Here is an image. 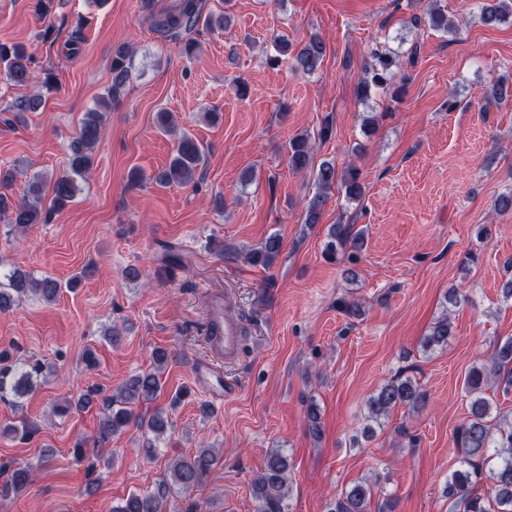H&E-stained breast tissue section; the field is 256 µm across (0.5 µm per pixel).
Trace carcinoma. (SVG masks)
I'll use <instances>...</instances> for the list:
<instances>
[{
    "mask_svg": "<svg viewBox=\"0 0 512 512\" xmlns=\"http://www.w3.org/2000/svg\"><path fill=\"white\" fill-rule=\"evenodd\" d=\"M159 0H141L142 9L151 18L155 32L165 39L181 44L184 55L191 57L195 51V41L191 32L204 23L208 27H224V17L203 14L204 0H171L166 6H158ZM430 25L436 29L456 34L459 26L448 21V16L439 10L428 13ZM512 20V0H484L479 9V21L488 28H496ZM276 48L282 56L290 57L291 67L303 73L314 72L323 60L325 43L319 36L311 37L301 48L290 51L287 40L277 39ZM367 76L360 83L358 93L369 95L371 88L385 90L394 87L398 70L399 55L394 52L373 50ZM32 57L25 46L0 44V75L7 81L22 86L34 78L31 70ZM130 53L124 47L113 51L111 71L112 84L107 98L99 104L111 102L117 105L120 93L129 78ZM106 115L96 108L85 114L79 131L71 143L69 171L52 182L51 206L40 205L42 181L34 178L28 189L29 199L18 203L6 194L12 182V173H0V216L14 230L27 229L34 224H48L54 214L62 211L76 197L78 180L93 165V154L101 142V134ZM313 146L307 133L292 137L288 144V162L295 171L312 167ZM206 155L201 145L190 135L182 134L168 167L156 175L155 181L161 186L173 183L185 185L192 182L198 169L204 167ZM316 191L304 208L305 224L319 223L324 205L333 190H343L346 199L357 200L363 195L364 182L360 171L353 166L341 170L329 161L322 162L315 172ZM364 245L363 230L354 224H335L329 230V241L324 253L332 260L347 255L353 260ZM282 250L279 234L269 235L257 248L247 251L245 261L252 266L271 268ZM81 281L75 276L68 283L44 276L36 278L28 272L12 270L0 280V312L17 306L29 295H37L52 303L58 298L62 287L72 289ZM454 336V324L443 312L434 320L426 336L419 343L425 353L448 345ZM153 367L133 377L117 392L100 395L97 391H87L79 395L77 406L87 407L99 402L100 414L94 443L106 444L112 436L125 428L135 425L146 435L144 452L152 456L157 442L173 425L167 413L156 411L140 420L133 415L132 407L154 401L161 390L159 371L168 363V352L157 349L153 352ZM44 364L40 361L24 359L10 360V354L0 353V401L8 402L33 389V380L43 374ZM504 390L512 387V337L496 343L490 367L472 366L464 379V390L468 398V413L465 420L455 429L453 443L461 455V469L455 471L445 486L448 499L456 507V512H512V419L501 414L500 409L487 396L493 386ZM424 398L412 379L397 377L387 381L366 401L367 420L363 428L364 436L374 434V426L388 418L391 410L404 403H417ZM216 455L210 448H198L191 455L171 459L165 475L155 487L141 493L130 494L120 505L112 507V512H167L169 497L178 492L188 493L200 487L213 465ZM9 472V478L0 483V496L26 491L34 482L35 466L29 463L0 465V471ZM490 478L491 496L484 498L475 493L474 488L484 478ZM253 494L258 502L257 512H288L287 497L288 459L281 450L273 449L266 457L265 467L253 482ZM373 489L365 483H354L344 488L330 503L327 512H369Z\"/></svg>",
    "mask_w": 512,
    "mask_h": 512,
    "instance_id": "cac0c4a2",
    "label": "carcinoma"
}]
</instances>
